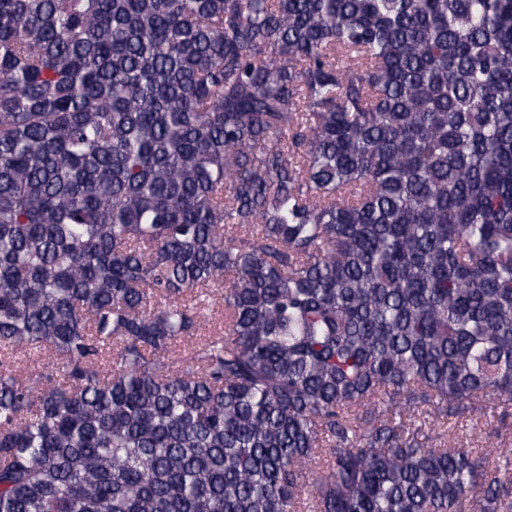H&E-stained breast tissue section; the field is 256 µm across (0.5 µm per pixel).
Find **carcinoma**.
Segmentation results:
<instances>
[{
    "mask_svg": "<svg viewBox=\"0 0 512 512\" xmlns=\"http://www.w3.org/2000/svg\"><path fill=\"white\" fill-rule=\"evenodd\" d=\"M494 398L512 0H0V512H512ZM223 323L224 301L222 300L221 296H217L215 302L211 305L209 311H207L205 314V321L203 323L202 330L199 333L201 336H194L193 338L186 337L184 339L178 340L176 349L180 351L183 356L186 355L192 349L195 343L199 341L200 338L220 331ZM476 414H474L472 417L467 415V419H474L475 426L469 422L458 424L457 421L452 420L451 423L448 424V438L452 437L453 439L458 440L469 448H482L481 446L483 445L484 441L483 432L487 429V427L484 425L485 419L477 418Z\"/></svg>",
    "mask_w": 512,
    "mask_h": 512,
    "instance_id": "cac0c4a2",
    "label": "carcinoma"
}]
</instances>
